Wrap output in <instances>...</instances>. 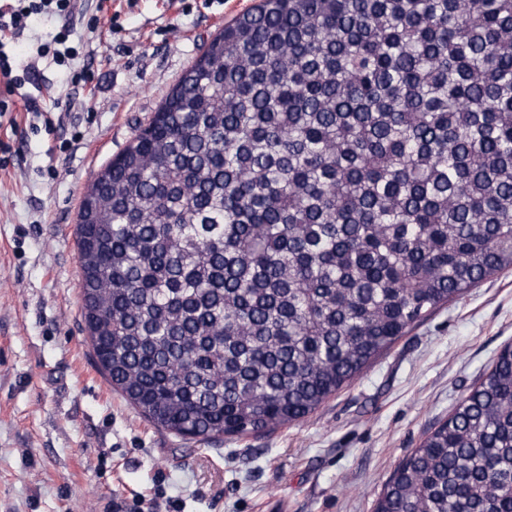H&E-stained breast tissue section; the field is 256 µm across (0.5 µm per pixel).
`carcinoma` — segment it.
<instances>
[{
  "mask_svg": "<svg viewBox=\"0 0 512 512\" xmlns=\"http://www.w3.org/2000/svg\"><path fill=\"white\" fill-rule=\"evenodd\" d=\"M76 235L90 347L146 421L207 442L315 413L512 270V0H260ZM374 512H512V345Z\"/></svg>",
  "mask_w": 512,
  "mask_h": 512,
  "instance_id": "1",
  "label": "carcinoma"
}]
</instances>
